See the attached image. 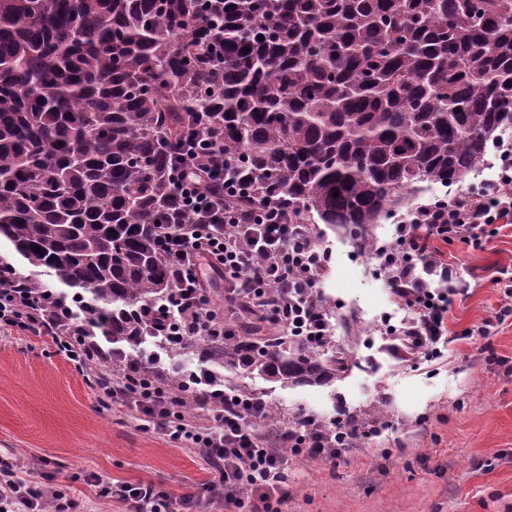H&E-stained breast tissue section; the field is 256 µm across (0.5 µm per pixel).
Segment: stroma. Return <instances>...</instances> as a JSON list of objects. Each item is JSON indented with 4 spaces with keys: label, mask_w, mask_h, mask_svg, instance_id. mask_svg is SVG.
I'll use <instances>...</instances> for the list:
<instances>
[{
    "label": "stroma",
    "mask_w": 512,
    "mask_h": 512,
    "mask_svg": "<svg viewBox=\"0 0 512 512\" xmlns=\"http://www.w3.org/2000/svg\"><path fill=\"white\" fill-rule=\"evenodd\" d=\"M328 269L318 292L333 306L337 345L360 366L329 386L283 389L255 372L228 369L224 378L275 401L329 418L383 403L388 425L378 438L356 441L346 461L295 459L288 471V512H512V373L478 359L479 336L450 341L438 359L398 358L378 316L396 309L380 259L357 250L342 231H328ZM461 295L449 312L451 331L496 309L501 270L512 272V226L485 250L452 246ZM380 355L362 345L366 330ZM131 407L101 408L90 373L57 354L48 336L0 327V454L19 477L55 480L81 512H125L99 497L85 475L111 483L155 482L178 495L210 477L197 449L143 431Z\"/></svg>",
    "instance_id": "stroma-1"
}]
</instances>
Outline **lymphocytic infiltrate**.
Instances as JSON below:
<instances>
[{"label":"lymphocytic infiltrate","instance_id":"f902f5d3","mask_svg":"<svg viewBox=\"0 0 512 512\" xmlns=\"http://www.w3.org/2000/svg\"><path fill=\"white\" fill-rule=\"evenodd\" d=\"M172 180L186 213L206 211L209 221L171 225L160 238L161 249L175 266L177 306L189 314L183 324H170L171 335H230L224 312L212 307L207 294L202 273L207 267L224 277V311L234 310L242 298L247 309L260 312L272 326L315 341L330 336L328 322L306 305L320 269L312 264L313 244L301 225L282 222L277 208L258 217L225 207L224 196L232 188L224 181L223 165L204 169L188 158L175 166ZM505 224H512L510 145L500 151L496 179L480 191L422 205L398 225V249L385 254L384 272L391 292L411 314L401 330L407 348L435 354L448 339V310L460 290L456 264L445 259L443 247L461 244L484 250L497 227ZM2 325L55 337L61 322L6 268L0 270ZM131 383L140 386L136 405L144 417L142 430L200 449L212 476L201 489L178 497L152 483L110 484L111 497L125 503L127 512H202L217 499L223 500L225 512H284L289 459L307 457L338 466L359 435L344 417L324 422L308 416L281 436H264L256 429L263 419L258 408L233 412L222 407L208 423H198L187 417L176 386H143L132 374L102 389L100 404H127ZM76 506L57 487L21 479L14 463L0 458V512H74Z\"/></svg>","mask_w":512,"mask_h":512}]
</instances>
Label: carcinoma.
<instances>
[{
	"label": "carcinoma",
	"instance_id": "obj_1",
	"mask_svg": "<svg viewBox=\"0 0 512 512\" xmlns=\"http://www.w3.org/2000/svg\"><path fill=\"white\" fill-rule=\"evenodd\" d=\"M264 40H258V37ZM216 139L236 199L292 224L369 228L429 184H461L512 142V0H0V238L75 295L89 336L199 397V380L139 357L145 339L199 362L291 387L329 384L358 363L335 340H170L149 309L174 266L160 235L186 217L170 181L190 140ZM29 285L47 310L64 297ZM268 424L303 414L242 387ZM375 437V410L349 414Z\"/></svg>",
	"mask_w": 512,
	"mask_h": 512
}]
</instances>
